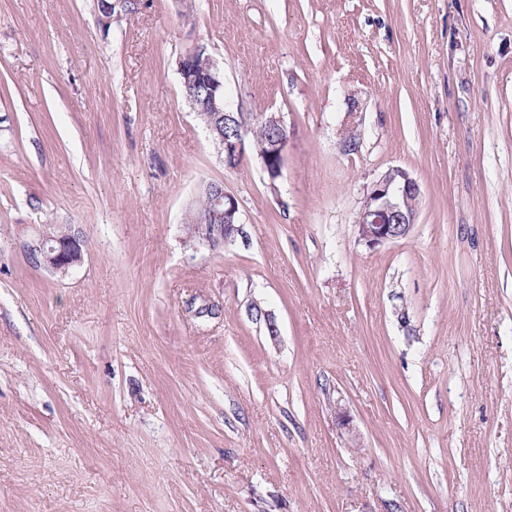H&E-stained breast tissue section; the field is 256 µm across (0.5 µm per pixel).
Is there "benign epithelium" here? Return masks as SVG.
Masks as SVG:
<instances>
[{
    "mask_svg": "<svg viewBox=\"0 0 512 512\" xmlns=\"http://www.w3.org/2000/svg\"><path fill=\"white\" fill-rule=\"evenodd\" d=\"M176 67L183 85L209 87L208 104L204 108L208 112V130L216 128L219 120L224 126L235 121L234 110L226 101L224 75L205 48L180 56ZM247 138V128L241 124L236 126L232 136L221 134L214 138L225 163H236L245 157ZM287 151V136L271 141L263 155L264 171L282 174ZM205 190L211 196L213 207L194 227L191 238L198 245L213 249L232 240L238 232L239 208L235 196L224 190V183L209 182ZM419 194V185L405 169H388L367 193L356 224L358 240L375 248L405 237L416 215L410 202ZM27 251L36 265L64 276L82 262L84 240L74 233L55 237L44 231L27 244Z\"/></svg>",
    "mask_w": 512,
    "mask_h": 512,
    "instance_id": "obj_1",
    "label": "benign epithelium"
}]
</instances>
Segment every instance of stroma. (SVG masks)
<instances>
[{"label": "stroma", "instance_id": "1", "mask_svg": "<svg viewBox=\"0 0 512 512\" xmlns=\"http://www.w3.org/2000/svg\"><path fill=\"white\" fill-rule=\"evenodd\" d=\"M197 45L282 118L276 184L191 111ZM0 512H512V0H0ZM419 194V185L405 169H388L367 193L356 224L358 240L375 248L405 237L416 215L410 202ZM205 190L211 196L213 207L190 236L198 245L215 249L217 245L232 240L238 232V202L234 195L224 190L222 182H209ZM27 251L36 265L64 276L82 262L84 240L74 233L55 237L46 230L27 244Z\"/></svg>", "mask_w": 512, "mask_h": 512}]
</instances>
